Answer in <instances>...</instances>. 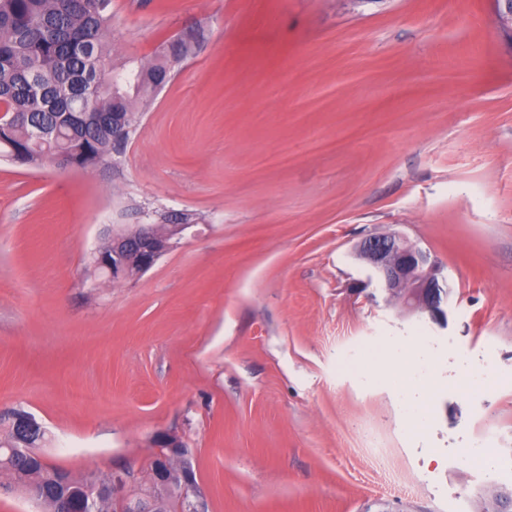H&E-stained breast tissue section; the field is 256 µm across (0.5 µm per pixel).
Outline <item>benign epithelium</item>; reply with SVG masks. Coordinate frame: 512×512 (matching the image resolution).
<instances>
[{
  "label": "benign epithelium",
  "instance_id": "7a95c632",
  "mask_svg": "<svg viewBox=\"0 0 512 512\" xmlns=\"http://www.w3.org/2000/svg\"><path fill=\"white\" fill-rule=\"evenodd\" d=\"M157 225L144 224L139 227V235L135 239V247L140 253L138 272L150 269L157 260L175 246L165 242L158 247L153 244L157 237ZM359 256L374 270L378 281L401 307L419 313H426L432 319L443 316L441 309L442 294L438 280L439 269L430 260L429 254L404 236L396 233L372 234L365 238L357 247ZM96 263L112 269V279L123 280L129 273L125 251L116 247L112 257L97 255ZM155 467L152 475L155 481L166 486L169 483L170 461L187 453L180 447L178 438L168 432H160L154 441ZM477 508L474 512H512V486L496 484L490 490L478 492ZM114 512H147L142 503L126 492V479L115 483L112 487Z\"/></svg>",
  "mask_w": 512,
  "mask_h": 512
}]
</instances>
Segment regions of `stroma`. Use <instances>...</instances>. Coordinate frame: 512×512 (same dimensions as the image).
Returning a JSON list of instances; mask_svg holds the SVG:
<instances>
[{"label": "stroma", "instance_id": "1", "mask_svg": "<svg viewBox=\"0 0 512 512\" xmlns=\"http://www.w3.org/2000/svg\"><path fill=\"white\" fill-rule=\"evenodd\" d=\"M189 30L111 166L0 158V416L32 413L75 477L146 481L175 433L207 512H472L465 448L488 425L512 461L494 0H112L114 62ZM178 215L193 232L145 273L91 268L109 230ZM391 232L439 266L443 319L389 302L358 256Z\"/></svg>", "mask_w": 512, "mask_h": 512}]
</instances>
